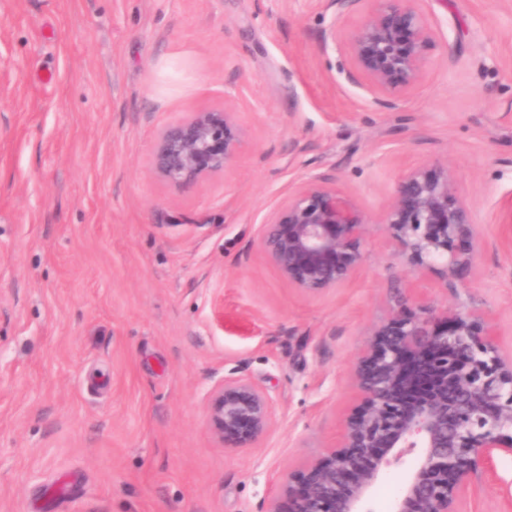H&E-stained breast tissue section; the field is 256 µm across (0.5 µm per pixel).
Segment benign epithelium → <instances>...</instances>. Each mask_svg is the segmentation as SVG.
<instances>
[{
    "mask_svg": "<svg viewBox=\"0 0 512 512\" xmlns=\"http://www.w3.org/2000/svg\"><path fill=\"white\" fill-rule=\"evenodd\" d=\"M372 2L344 39L350 72L379 95L407 93L435 31L420 0ZM243 144L232 109H201L161 132L150 163L162 179L192 184L233 168ZM383 223L399 254L440 287L472 271L479 230L452 170L402 173ZM368 226L357 204L311 183L262 224L259 241L289 284L317 295L361 265ZM352 378L359 403L339 441L288 474L266 512H369L383 472L413 453L395 512H458L463 491L497 477V460L512 457V356H502L493 324L473 310L393 313L372 330ZM271 418L269 394L242 377L226 376L209 393V429L225 448L256 447Z\"/></svg>",
    "mask_w": 512,
    "mask_h": 512,
    "instance_id": "benign-epithelium-1",
    "label": "benign epithelium"
}]
</instances>
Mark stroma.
Listing matches in <instances>:
<instances>
[{
  "label": "stroma",
  "instance_id": "35a3bbf8",
  "mask_svg": "<svg viewBox=\"0 0 512 512\" xmlns=\"http://www.w3.org/2000/svg\"><path fill=\"white\" fill-rule=\"evenodd\" d=\"M369 7L0 0V512H266L339 438L367 336L407 298L487 311L512 353V0H422L423 78L389 96L321 45ZM226 105L234 168L152 171L166 126ZM412 168L452 169L480 226L457 288L410 272L382 222ZM311 182L370 217L362 264L316 296L258 243ZM235 371L273 401L257 448L207 424ZM497 473L459 512H512V459Z\"/></svg>",
  "mask_w": 512,
  "mask_h": 512
}]
</instances>
